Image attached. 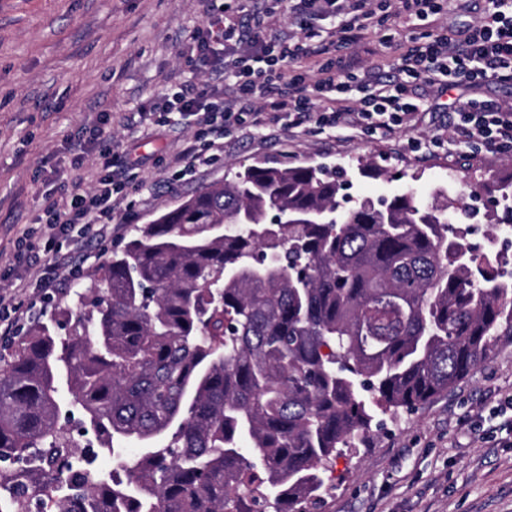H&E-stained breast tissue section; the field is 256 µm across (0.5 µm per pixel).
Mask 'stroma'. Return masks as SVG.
Returning <instances> with one entry per match:
<instances>
[{"label":"stroma","mask_w":512,"mask_h":512,"mask_svg":"<svg viewBox=\"0 0 512 512\" xmlns=\"http://www.w3.org/2000/svg\"><path fill=\"white\" fill-rule=\"evenodd\" d=\"M198 0H0V267L23 230L42 233L37 219L48 198L69 190V177L96 170L97 152L79 151L99 128L114 151L132 162L139 189L116 206L112 240H86L74 257L79 279L63 277L49 300L28 290L18 296L0 280V305L19 306L20 326L47 322L89 288L96 270L149 223L200 187L223 181L258 160L291 167H354L372 161L388 177L353 176V196L386 198L433 183L473 184L491 174H512V155L485 158L454 143L419 155L410 139L447 133L451 107L462 98L512 102V74L436 96L407 131L336 136L276 127L226 137L215 165L178 180L167 163L191 122L127 128L123 118L151 108L174 78L190 77L191 35L203 24ZM512 340L447 395L412 415L387 420L386 429L338 459L336 488L324 512H512Z\"/></svg>","instance_id":"1"}]
</instances>
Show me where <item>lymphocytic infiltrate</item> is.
I'll list each match as a JSON object with an SVG mask.
<instances>
[{"label": "lymphocytic infiltrate", "mask_w": 512, "mask_h": 512, "mask_svg": "<svg viewBox=\"0 0 512 512\" xmlns=\"http://www.w3.org/2000/svg\"><path fill=\"white\" fill-rule=\"evenodd\" d=\"M287 9L300 33L270 28L267 10L227 16L210 12L205 27L194 32L193 69L215 75L216 85L179 81L151 110L160 124L174 114L194 121V135L169 164L181 179L193 178L218 160L222 139L243 124L259 130L284 120L292 128L351 127L390 134L407 129L424 111L428 98L417 80L442 94L512 72V0H484L478 21L461 36L442 27L423 39L385 41L393 63L379 78L359 56L376 15L406 29L412 20L444 13L442 0H288ZM319 25L325 36L316 46L305 33ZM452 127L457 141L477 152H512V104L465 102L457 107ZM128 186L119 156L101 146L92 188L73 178L69 194L49 203L40 218L43 243L20 237L9 277L20 279L21 269L40 251H53L56 239L71 228L103 234Z\"/></svg>", "instance_id": "f902f5d3"}]
</instances>
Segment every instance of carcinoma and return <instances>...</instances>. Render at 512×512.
I'll use <instances>...</instances> for the list:
<instances>
[{
    "label": "carcinoma",
    "instance_id": "1",
    "mask_svg": "<svg viewBox=\"0 0 512 512\" xmlns=\"http://www.w3.org/2000/svg\"><path fill=\"white\" fill-rule=\"evenodd\" d=\"M340 171L248 166L148 224L97 270L60 336L0 368V512H320L345 450L413 414L512 337L498 234L471 243L448 189L345 207ZM491 224H512V174ZM275 212L322 213L268 224ZM224 226L220 233L215 226ZM95 435L77 456L62 388ZM112 473L96 472L99 455Z\"/></svg>",
    "mask_w": 512,
    "mask_h": 512
}]
</instances>
